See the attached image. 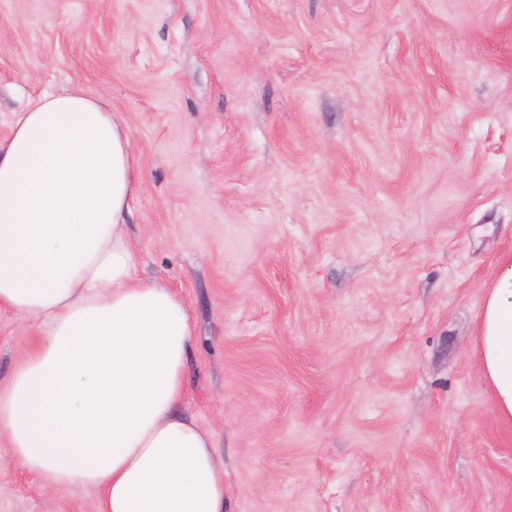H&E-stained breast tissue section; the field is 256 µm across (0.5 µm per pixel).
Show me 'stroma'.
<instances>
[{"label":"stroma","instance_id":"35a3bbf8","mask_svg":"<svg viewBox=\"0 0 512 512\" xmlns=\"http://www.w3.org/2000/svg\"><path fill=\"white\" fill-rule=\"evenodd\" d=\"M75 87L130 129L226 512H512L472 336L512 252V0H0V142ZM38 336L0 309V384ZM0 512L95 502L0 438Z\"/></svg>","mask_w":512,"mask_h":512}]
</instances>
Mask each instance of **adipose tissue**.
<instances>
[{
	"label": "adipose tissue",
	"instance_id": "ef3b65f1",
	"mask_svg": "<svg viewBox=\"0 0 512 512\" xmlns=\"http://www.w3.org/2000/svg\"><path fill=\"white\" fill-rule=\"evenodd\" d=\"M130 132L74 90L30 102L0 143V308L40 337L0 384V437L54 490L96 512H224L215 436L185 414L192 315L138 275L126 218L137 191ZM494 418L512 424V252L475 324Z\"/></svg>",
	"mask_w": 512,
	"mask_h": 512
}]
</instances>
